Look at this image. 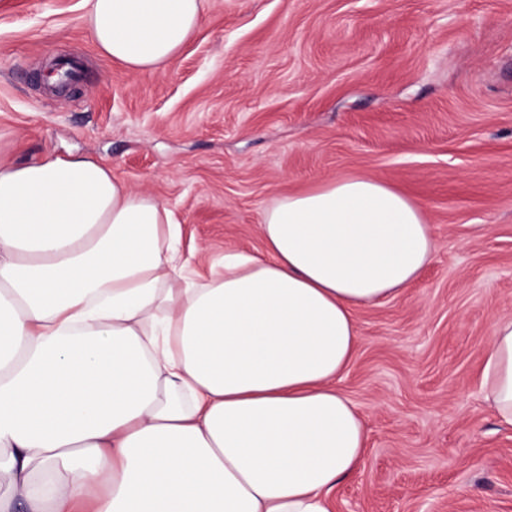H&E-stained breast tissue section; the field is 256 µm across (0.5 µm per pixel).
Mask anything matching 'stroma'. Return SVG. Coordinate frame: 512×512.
I'll return each instance as SVG.
<instances>
[{
    "instance_id": "1",
    "label": "stroma",
    "mask_w": 512,
    "mask_h": 512,
    "mask_svg": "<svg viewBox=\"0 0 512 512\" xmlns=\"http://www.w3.org/2000/svg\"><path fill=\"white\" fill-rule=\"evenodd\" d=\"M85 0H0V162L83 156L164 204L200 272L262 252L283 195L372 176L424 206L423 278L355 311L340 387L368 433L334 512H512V427L480 389L512 316V0H205L162 71L98 55ZM75 57L72 96L37 86Z\"/></svg>"
}]
</instances>
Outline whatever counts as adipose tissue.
<instances>
[{"label":"adipose tissue","mask_w":512,"mask_h":512,"mask_svg":"<svg viewBox=\"0 0 512 512\" xmlns=\"http://www.w3.org/2000/svg\"><path fill=\"white\" fill-rule=\"evenodd\" d=\"M98 53L164 68L203 0H85ZM197 282L171 211L88 158L0 163V512H331L367 430L354 313L419 281L422 205L374 177L279 198ZM481 390L512 426V317Z\"/></svg>","instance_id":"adipose-tissue-1"}]
</instances>
